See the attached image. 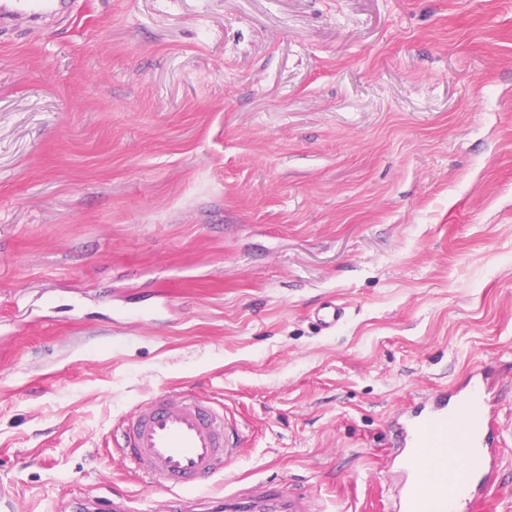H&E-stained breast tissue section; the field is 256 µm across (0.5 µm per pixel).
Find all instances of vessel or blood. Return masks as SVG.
Masks as SVG:
<instances>
[{
	"label": "vessel or blood",
	"instance_id": "vessel-or-blood-1",
	"mask_svg": "<svg viewBox=\"0 0 512 512\" xmlns=\"http://www.w3.org/2000/svg\"><path fill=\"white\" fill-rule=\"evenodd\" d=\"M71 0H0V22L17 12L49 17ZM488 383L482 369L470 376L466 392L440 391L429 396L394 427L396 455L406 474L395 512H469L481 482L503 447L502 431L485 411ZM111 437L141 482L172 493L169 512H191L193 493L224 475L240 455L238 440L222 411L209 401L179 392L156 395L115 422ZM451 446L459 454L480 451L479 471L462 470L449 488L423 455L425 448ZM225 512H312L309 496L261 481L224 495Z\"/></svg>",
	"mask_w": 512,
	"mask_h": 512
}]
</instances>
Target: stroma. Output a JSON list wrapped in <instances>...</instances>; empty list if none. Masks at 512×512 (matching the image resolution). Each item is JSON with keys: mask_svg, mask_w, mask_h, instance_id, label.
<instances>
[{"mask_svg": "<svg viewBox=\"0 0 512 512\" xmlns=\"http://www.w3.org/2000/svg\"><path fill=\"white\" fill-rule=\"evenodd\" d=\"M343 307L331 331L316 311ZM481 367L512 512V0H77L0 28V498L165 512L111 429L223 406L260 479L391 512Z\"/></svg>", "mask_w": 512, "mask_h": 512, "instance_id": "stroma-1", "label": "stroma"}]
</instances>
